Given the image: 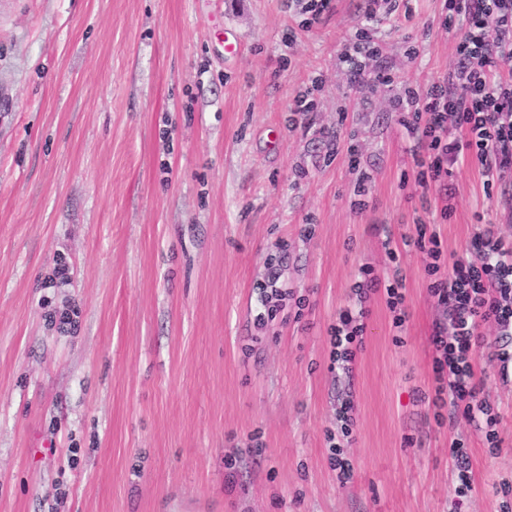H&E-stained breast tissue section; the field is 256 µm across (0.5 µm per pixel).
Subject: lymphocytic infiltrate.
<instances>
[{"label":"lymphocytic infiltrate","mask_w":512,"mask_h":512,"mask_svg":"<svg viewBox=\"0 0 512 512\" xmlns=\"http://www.w3.org/2000/svg\"><path fill=\"white\" fill-rule=\"evenodd\" d=\"M445 9L441 23L456 34L454 66L425 87L405 88L394 107L411 140L421 187L452 179L456 169L474 163L489 195L512 171V0H446ZM412 241L429 259V292L448 313L430 338L432 403L447 408L449 418H467L483 432L488 448L498 449L497 417L483 396L487 368L478 351L486 343L487 324H495L502 336L512 332V241L487 227L451 260L427 225H416ZM355 294L356 304L339 312L329 336L328 369L348 377L363 346L365 300L383 295L394 329H403L407 317L403 278L390 279L363 265ZM337 417L341 431L327 434L328 456L346 482L354 466L340 438L351 433L353 402H342Z\"/></svg>","instance_id":"f902f5d3"}]
</instances>
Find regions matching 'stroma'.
Returning a JSON list of instances; mask_svg holds the SVG:
<instances>
[{
	"label": "stroma",
	"instance_id": "35a3bbf8",
	"mask_svg": "<svg viewBox=\"0 0 512 512\" xmlns=\"http://www.w3.org/2000/svg\"><path fill=\"white\" fill-rule=\"evenodd\" d=\"M407 5L374 24L371 73L395 76L378 85L341 61L362 0L311 30L292 0H0V512H455V438L462 512H500L512 381L485 380L497 452L466 418L436 423L446 313L424 254L383 242L418 224L451 257L486 224L512 241V172L488 197L456 170L447 219L416 184L393 102L447 74L456 41L444 0ZM271 254L293 295L258 326ZM364 264L403 278L408 318L394 342L367 299L348 378L329 330ZM347 397L343 484L325 436ZM449 454L455 471L454 505L455 511H462V505L475 491V478L464 442L453 439L449 445Z\"/></svg>",
	"mask_w": 512,
	"mask_h": 512
}]
</instances>
